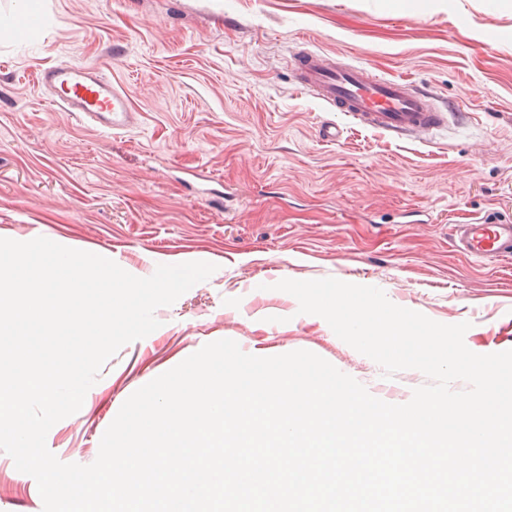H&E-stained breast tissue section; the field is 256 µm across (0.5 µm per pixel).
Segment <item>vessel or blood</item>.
<instances>
[{"label":"vessel or blood","mask_w":512,"mask_h":512,"mask_svg":"<svg viewBox=\"0 0 512 512\" xmlns=\"http://www.w3.org/2000/svg\"><path fill=\"white\" fill-rule=\"evenodd\" d=\"M296 88L328 111L340 112L357 125L407 137H427L447 127L452 117L435 105L426 90L374 74L366 65L343 58L330 60L302 49L292 54ZM37 85L62 111L86 118L98 128L124 131L137 122L126 94L100 69L62 62L41 69ZM454 251L487 262L512 259V220L486 215L449 227Z\"/></svg>","instance_id":"vessel-or-blood-1"}]
</instances>
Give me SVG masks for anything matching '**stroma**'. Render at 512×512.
<instances>
[{"mask_svg": "<svg viewBox=\"0 0 512 512\" xmlns=\"http://www.w3.org/2000/svg\"><path fill=\"white\" fill-rule=\"evenodd\" d=\"M0 0V238L42 236L137 277L215 264L155 312L160 326L103 365L46 444L91 464L126 399L205 344L268 357L308 350L373 396L408 402L427 377L382 368L299 313L283 279L381 288L468 349H512V262L453 252L449 227L512 218V0ZM308 48L408 79L463 113L430 140L326 113L293 84ZM56 62L95 66L138 114L108 134L60 111L35 82ZM340 124L338 142L316 133ZM0 512H43L35 480L0 452Z\"/></svg>", "mask_w": 512, "mask_h": 512, "instance_id": "obj_1", "label": "stroma"}]
</instances>
